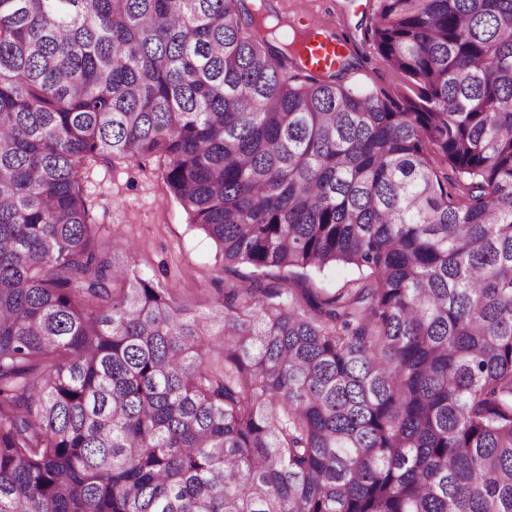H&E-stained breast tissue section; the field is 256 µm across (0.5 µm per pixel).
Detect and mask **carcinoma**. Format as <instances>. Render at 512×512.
<instances>
[{"instance_id": "cac0c4a2", "label": "carcinoma", "mask_w": 512, "mask_h": 512, "mask_svg": "<svg viewBox=\"0 0 512 512\" xmlns=\"http://www.w3.org/2000/svg\"><path fill=\"white\" fill-rule=\"evenodd\" d=\"M260 7L0 0V512H512V0H378L413 97ZM116 158L249 284L99 245ZM323 43V45H322ZM308 46L312 49V51L307 50L306 54L309 57V60H315V67L325 66L330 63L331 60L334 59V54H337L341 51V46L337 41L328 42L322 41L321 39H314ZM358 271L352 267L344 265L332 266L325 270L321 275H317L313 280L307 283L310 288H322L329 293H333L337 288L343 287L347 281L356 278Z\"/></svg>"}]
</instances>
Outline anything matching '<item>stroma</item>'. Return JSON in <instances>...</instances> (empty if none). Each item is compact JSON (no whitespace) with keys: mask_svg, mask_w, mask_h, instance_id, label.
I'll return each mask as SVG.
<instances>
[{"mask_svg":"<svg viewBox=\"0 0 512 512\" xmlns=\"http://www.w3.org/2000/svg\"><path fill=\"white\" fill-rule=\"evenodd\" d=\"M269 7L297 25L309 17L322 21L328 34L347 41L354 65L340 77L345 86L411 94L408 81L389 68L367 34L376 0H270ZM84 185L100 244L110 245L119 234L131 238L138 270L200 312L211 310L213 281L224 259L216 244L190 224L156 161L98 163L87 171Z\"/></svg>","mask_w":512,"mask_h":512,"instance_id":"obj_1","label":"stroma"}]
</instances>
